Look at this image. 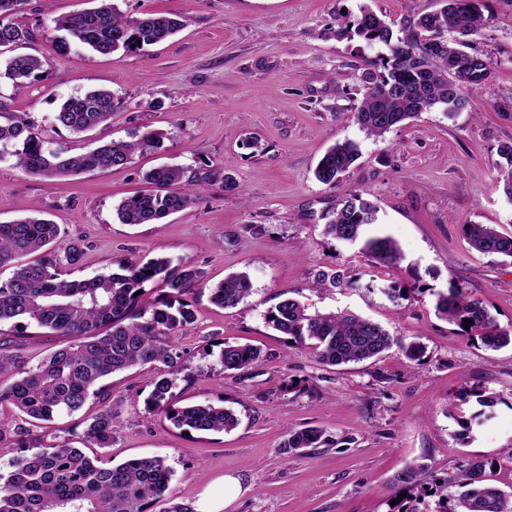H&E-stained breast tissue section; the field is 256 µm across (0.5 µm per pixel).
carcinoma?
I'll list each match as a JSON object with an SVG mask.
<instances>
[{
    "instance_id": "obj_1",
    "label": "carcinoma",
    "mask_w": 512,
    "mask_h": 512,
    "mask_svg": "<svg viewBox=\"0 0 512 512\" xmlns=\"http://www.w3.org/2000/svg\"><path fill=\"white\" fill-rule=\"evenodd\" d=\"M441 8L413 22L403 36L394 35L385 15L369 8L347 21L368 42H381L389 55L372 62L377 70L360 103L354 121L369 136L380 138L390 129L436 106L447 112L465 108L467 94L479 89L491 62L477 54L455 49L462 39L478 33L484 25L479 0H439ZM27 0H0V50L13 51L33 37V30L13 21ZM181 20L167 13L140 17L122 14L113 0H98L85 12L57 18L54 31L102 54L119 49L139 50L169 40L181 28ZM457 38L450 39L448 35ZM51 69V62L29 54L7 58L0 78L15 85L37 80ZM120 99L107 90L71 95L55 112L56 125L73 135L106 125L117 111ZM168 134L147 131L134 141H110L97 148L73 153L51 148L34 130L25 114L0 96V159L4 149L24 173L45 178L77 175L85 171L124 167L143 151L163 148ZM506 166L501 168L504 194L512 200V141L498 148ZM357 143L346 140L331 146L319 160L314 175L322 184L336 187L340 177L359 159ZM153 186L147 193L123 200L116 209L122 224H157L167 216L196 203L200 190L183 181L180 168L155 167L143 174ZM378 209L354 190L346 193L329 216L326 234L351 245L382 265L403 258L398 243L372 229ZM462 232L471 249L484 254L512 258V236L491 224L467 223ZM58 225L34 208L16 220L0 223V272L11 271L0 280V324L23 319L52 329L68 338L35 366L9 346L0 343V375L16 376L0 386V407L16 410L20 422L4 430L0 443L16 445L8 469L0 471V512H152L167 495L173 470L162 457L129 459L119 464L87 454L67 441L47 451L30 448V428L52 422L60 413L80 411L89 395L103 397V406L83 433L90 448H109L114 439L112 423L119 411L105 395L101 382L112 374L137 366L155 371L146 398L148 411L161 414L178 427L202 432H230L237 427L236 415L222 406L173 402V390L182 373L183 352L175 342L180 328L195 320L187 295L199 284L201 272L191 266L172 264L169 258L147 261L120 260L117 269L80 280L60 277L52 246L59 243ZM43 252L25 264L22 256ZM162 288L163 297H149V285ZM356 282L336 270H319L313 287L351 288ZM251 292L245 273L232 274L212 288L211 300L224 307L239 305ZM437 314L463 333L476 337L489 350L512 345V332L500 328L481 301L452 286L436 293ZM466 319L473 320L469 328ZM278 332L313 349L325 365L358 364L388 350L393 338L380 324L350 313H310L298 299L282 298L266 315ZM227 371L257 363L260 351L246 345L226 344L220 353ZM329 437L317 427L288 430L283 448L292 453L319 448ZM491 463L466 459L456 476L440 486L444 499L441 512H512V491L492 483ZM398 482L416 485L427 480V467L408 465ZM455 488L448 494V487Z\"/></svg>"
}]
</instances>
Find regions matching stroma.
Masks as SVG:
<instances>
[{"label":"stroma","mask_w":512,"mask_h":512,"mask_svg":"<svg viewBox=\"0 0 512 512\" xmlns=\"http://www.w3.org/2000/svg\"><path fill=\"white\" fill-rule=\"evenodd\" d=\"M482 4L485 25L466 50L490 59L484 85L463 110L433 108L378 139L350 113L369 85L371 60L387 49L337 29L368 7L398 33L437 10L439 0H116L124 14L173 13L185 26L166 42L106 55L60 47L51 36L54 18L90 9L94 0H30L17 15L37 31L22 53L54 67L0 92L51 146L90 148L92 141L52 116L68 96L96 88L110 90L122 107L95 139L131 141L150 130L170 138L126 167L70 177L32 176L0 162V222L34 207L58 224L64 244L81 249L77 261H58L67 279L110 272L124 258L168 257L200 269L189 296L195 320L176 338L186 379L175 401L221 405L239 420L224 433L175 427L146 410L153 373L134 367L105 381L120 412L105 459L165 458L174 470L170 496L195 512H434L437 483L467 458L493 462L495 485L512 489V348L484 349L435 311L436 292L455 284L512 330V259L477 253L461 232L480 223L512 236L498 154L512 140V0ZM344 140L357 142L361 157L339 186H325L313 171ZM162 164L204 181L202 198L159 224L119 223L118 204L146 190L143 172ZM228 175L238 190L225 191ZM354 189L378 207L382 229L402 250L398 264H376L325 234L328 213ZM328 268L356 278L358 287L313 289L315 272ZM239 272L248 274L251 294L234 308L213 304L212 286ZM288 291L309 311L379 323L392 348L355 365L320 364L266 321ZM4 340L33 365L64 343L26 323L1 325ZM414 341L426 347L417 364L403 352ZM227 343L256 347L261 358L225 370ZM475 389L497 403L494 418L469 431L465 424L479 409ZM100 405L89 398L52 428L33 429L30 446L67 438L81 446ZM291 427L322 428L331 443L282 453ZM419 463L431 482H397L406 465ZM228 476L241 485L229 505Z\"/></svg>","instance_id":"1"}]
</instances>
